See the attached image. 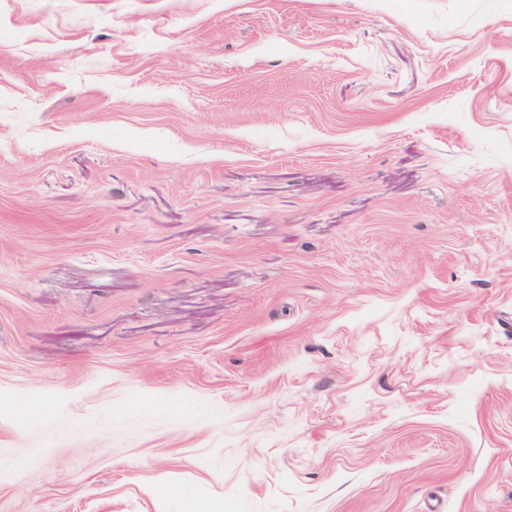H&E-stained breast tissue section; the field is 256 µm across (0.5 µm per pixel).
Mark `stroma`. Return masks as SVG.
<instances>
[{
  "label": "stroma",
  "instance_id": "stroma-1",
  "mask_svg": "<svg viewBox=\"0 0 512 512\" xmlns=\"http://www.w3.org/2000/svg\"><path fill=\"white\" fill-rule=\"evenodd\" d=\"M0 512H512V0H0Z\"/></svg>",
  "mask_w": 512,
  "mask_h": 512
}]
</instances>
